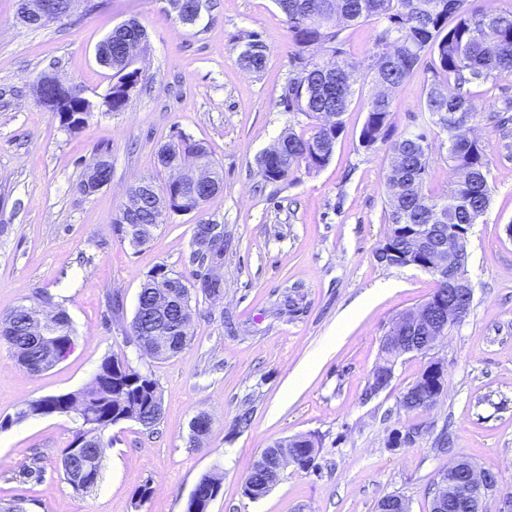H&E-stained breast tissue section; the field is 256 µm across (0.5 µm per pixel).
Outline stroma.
I'll return each mask as SVG.
<instances>
[{
	"mask_svg": "<svg viewBox=\"0 0 512 512\" xmlns=\"http://www.w3.org/2000/svg\"><path fill=\"white\" fill-rule=\"evenodd\" d=\"M20 0H0V314L34 290L65 309L75 348L40 373L19 367L0 343V503L24 501L28 512H184L200 477L222 478L209 512H376L398 494L410 512H431L440 470L457 460L498 471L489 512L512 493V136L476 124L491 157L490 205L468 233V315L427 354L401 356L385 389L365 390L384 336L401 314L437 287L420 269L389 267L377 257L390 226L384 176L386 145L364 151L359 135L371 94L364 71L343 114L330 162L298 167L267 181L257 159L284 131L309 133L311 121L286 112L280 96L291 70L288 26L275 0H202L199 19L183 23L169 0H81L61 21L30 28ZM137 19L147 38L135 65L142 78L117 112L102 102L112 72L95 58L116 25ZM253 32L267 48L264 70L247 74L238 37ZM80 86L100 109L78 133L39 105L32 83L42 72ZM423 72L393 94L396 130L412 126L424 100ZM187 135L203 142L223 174L202 210L171 215L149 241L132 247L113 232L144 178L169 174L158 164L164 144ZM426 190L447 194L454 180L445 132L429 136ZM112 164L110 184L87 195L79 183L95 156ZM224 227V262L215 268L220 298H191V340L155 360L130 340L140 287L157 267L193 284L194 227ZM123 308L110 312L108 294ZM128 360L152 374L163 399L154 431L126 421L110 430L103 479L75 492L59 469L73 438L68 416L15 421L25 402L73 392L103 359ZM441 362L447 387L428 409L405 411L403 394L428 366ZM249 411L239 427L237 417ZM208 434L191 439L198 412ZM449 430L452 443L439 450ZM413 441L393 443L395 433ZM317 438L310 468L291 465L264 497L244 495L253 462L274 442ZM40 452V478L24 475ZM152 493L136 502L135 492Z\"/></svg>",
	"mask_w": 512,
	"mask_h": 512,
	"instance_id": "stroma-1",
	"label": "stroma"
}]
</instances>
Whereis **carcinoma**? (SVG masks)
Wrapping results in <instances>:
<instances>
[{
  "label": "carcinoma",
  "mask_w": 512,
  "mask_h": 512,
  "mask_svg": "<svg viewBox=\"0 0 512 512\" xmlns=\"http://www.w3.org/2000/svg\"><path fill=\"white\" fill-rule=\"evenodd\" d=\"M469 0H276L288 24L293 45L292 76L281 94L284 110L301 114L313 121L310 133L283 134L288 142V168L275 167L274 158L265 166L286 178L300 164L309 170H320L331 160L336 140L341 134L342 115L355 93L350 76L356 65L342 48L339 25H355L372 18L385 22L375 35L374 48L366 66V77L375 88L368 103V113L360 132V146L371 151L379 143L389 144L391 164L385 174L389 240L393 253L379 257L388 266H404L408 246L407 224H476L487 210L491 191L486 179L489 165L487 146L472 136L477 121L495 132L508 136L512 117V98L501 106H480L468 87L487 82L501 71H512V10L498 13H476ZM128 32L146 31L136 19L126 21ZM126 32V33H128ZM126 33L117 32L112 44L103 48L116 81L111 86L112 110L123 109L129 99L127 78L140 77L132 62L125 60ZM242 50L239 63L251 75L266 66L267 49L255 33L239 37ZM436 57L438 65L431 69L433 79L427 86L424 104L417 123L418 130L395 134L392 121L391 92L407 77L419 70L426 56ZM454 90H448V81ZM336 114L334 123L324 121ZM434 125L448 135V159L453 163L456 180L443 196L425 191L429 143L425 127ZM212 173L220 175L202 143L181 138L165 144L158 153L164 164V153L185 145ZM147 280L166 284L179 292L186 308H191L190 289L180 277H171L159 267ZM52 305V297L37 291L0 317V340L6 343L17 364L30 372L51 368L56 349L74 341V328L63 309L56 311L54 323L56 347L42 348L35 343L32 320L35 314ZM131 341L147 345L153 358L163 360L187 346L190 327L174 333L167 325L148 315L132 319ZM67 411L75 415L78 428L73 440L61 453L64 480L74 490L88 493L102 477V455L106 433L120 422L134 421L148 431L160 423L163 414L162 395L152 375L132 366L127 360L106 357L92 379L76 392L29 401L16 412L22 421L37 417L45 409ZM317 439L300 441L289 454L296 465L308 468L315 460ZM85 445L93 449L83 461L75 462L72 448ZM261 461L253 463L247 479L256 485V494L266 495L272 486L260 472Z\"/></svg>",
  "instance_id": "1"
}]
</instances>
